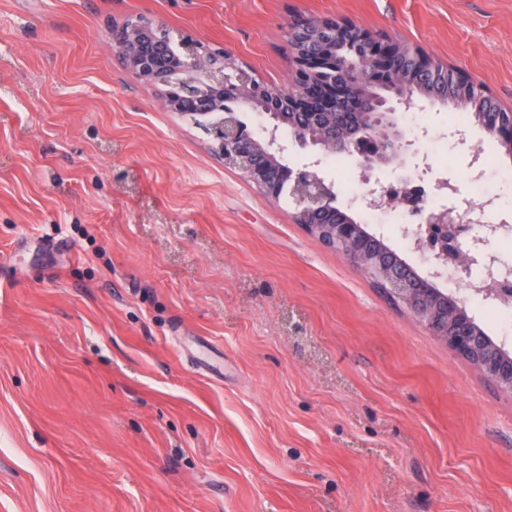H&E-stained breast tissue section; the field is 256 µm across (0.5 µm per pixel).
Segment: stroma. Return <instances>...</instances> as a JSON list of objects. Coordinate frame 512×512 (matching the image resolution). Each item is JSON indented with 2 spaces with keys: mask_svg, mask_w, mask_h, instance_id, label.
<instances>
[{
  "mask_svg": "<svg viewBox=\"0 0 512 512\" xmlns=\"http://www.w3.org/2000/svg\"><path fill=\"white\" fill-rule=\"evenodd\" d=\"M356 24L512 110V0H0V512H512V394L225 167L109 29L162 20L290 81L292 15ZM414 101L512 207V155ZM354 157L323 156L368 220Z\"/></svg>",
  "mask_w": 512,
  "mask_h": 512,
  "instance_id": "obj_1",
  "label": "stroma"
}]
</instances>
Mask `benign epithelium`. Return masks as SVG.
Masks as SVG:
<instances>
[{"label":"benign epithelium","instance_id":"obj_1","mask_svg":"<svg viewBox=\"0 0 512 512\" xmlns=\"http://www.w3.org/2000/svg\"><path fill=\"white\" fill-rule=\"evenodd\" d=\"M166 32L163 21L139 15L112 26V41L126 68L158 91L167 111L222 115L209 125L207 135L225 164L240 170L270 198H279L283 188H288L297 206L296 223L343 246L347 258L387 283L405 310L431 335L452 352L473 357L483 378L512 393V350L487 334L468 311L465 299L430 287L432 275L420 273L397 257L383 235L369 231L347 208L337 221L308 223L306 216L323 212L332 183L322 176L318 158L302 168L284 164L288 144L279 133L285 128L296 145L310 147L319 156L358 157L364 172L407 164L417 156V140L400 126L397 106L413 100L447 102V97L425 89L428 82L442 83L447 67L403 42L375 38L355 25L296 15L288 23L292 81L283 87L257 81L225 49H212L190 37L175 48ZM331 41L343 42L345 52H329ZM402 53L411 55L415 74L395 67L394 60ZM312 86L325 93L316 107L308 92ZM245 109L257 113L266 135H255L242 122L239 112ZM477 122L512 154V116L493 123L481 115ZM412 213L419 223L434 230L440 252H456L462 269L482 256L486 241L480 238L472 239L468 251H456V240L467 227L455 223L448 208H428L420 201Z\"/></svg>","mask_w":512,"mask_h":512}]
</instances>
